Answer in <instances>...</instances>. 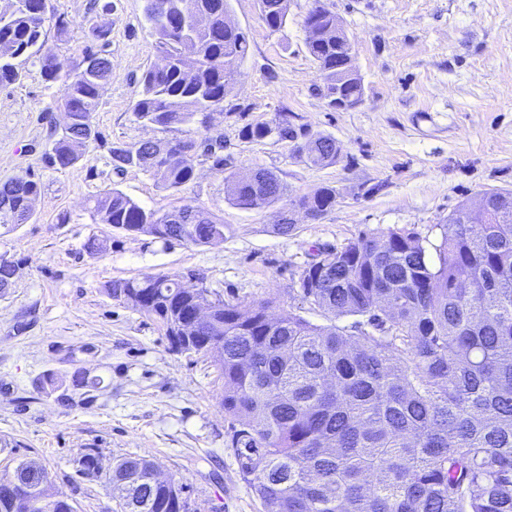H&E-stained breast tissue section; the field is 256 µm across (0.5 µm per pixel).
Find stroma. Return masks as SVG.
Segmentation results:
<instances>
[{
    "instance_id": "obj_1",
    "label": "stroma",
    "mask_w": 512,
    "mask_h": 512,
    "mask_svg": "<svg viewBox=\"0 0 512 512\" xmlns=\"http://www.w3.org/2000/svg\"><path fill=\"white\" fill-rule=\"evenodd\" d=\"M327 2L354 44L363 79V101L349 110L328 107L319 93L302 30L312 0H288V22L277 32L260 20L258 0H230L249 51L215 118L228 171L271 169L292 199L322 186L336 191L335 206L292 237L274 233L276 207L231 205L225 173L205 158L177 193L139 168L113 170L112 145L185 135L181 126L143 127L134 116L139 79L157 61L143 0H110L112 80L92 115L100 136L72 167L43 161L48 123L64 115L60 91L39 65L0 86V182L28 173L40 185L33 219L0 233V256L18 265L12 288L0 295V471L38 459L75 512H114L111 489L83 474L79 461L91 453L106 469L134 455L153 460L162 476L182 478L190 498L218 512H263L228 447L217 367L208 357L172 352L160 325L108 295L106 284L195 269L225 299H272L282 309L318 253L392 230L432 240L462 203L512 190V0ZM89 3L49 2L69 22L63 36L46 28L63 69L82 58ZM279 112L295 127L334 137L336 163L312 167L292 143L240 138L245 124ZM112 188L161 213L203 207L226 225L224 242L166 243L94 223L91 199ZM103 237L106 250L89 249Z\"/></svg>"
}]
</instances>
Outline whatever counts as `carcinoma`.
Instances as JSON below:
<instances>
[{"label": "carcinoma", "mask_w": 512, "mask_h": 512, "mask_svg": "<svg viewBox=\"0 0 512 512\" xmlns=\"http://www.w3.org/2000/svg\"><path fill=\"white\" fill-rule=\"evenodd\" d=\"M147 15L157 57L140 79L134 105L147 126L201 124L224 113L249 43L229 17V0H160ZM260 18L277 32L288 0H259ZM82 59L72 70L53 64L46 22L48 0H7L0 7V86L21 80L23 66L40 65L61 92L69 123L44 153L65 169L80 158L72 141L97 138L92 114L112 78L107 52L111 5L93 0ZM325 0H313L303 20L305 46L325 72L321 95L354 105L364 96L359 71L342 75L352 44ZM279 140L311 166L336 162V140L296 130L288 114L244 125L239 137ZM224 135L150 139L111 149L113 169L136 167L161 188L179 192L195 178L196 158L224 171ZM227 199L241 209L282 203L325 214L336 190L320 187L284 202L287 186L270 169L226 178ZM40 193L32 175L0 184V225L33 217ZM486 204L451 216L439 237L416 233L362 236L309 263L289 289L327 323L314 324L293 306L243 305L211 288L183 287L188 270L117 279L107 291L156 320L180 354L209 355L224 375L221 405L242 479L263 512H512V192H485ZM93 220L128 235L197 247L224 243L225 226L208 210L185 204L159 214L117 188L91 200ZM212 297L207 320L195 317L202 293ZM342 319L352 320L341 326ZM153 462L125 456L105 483L125 491L118 512H200L175 477L157 482ZM0 512H73L47 469L36 460L0 474Z\"/></svg>", "instance_id": "1"}]
</instances>
